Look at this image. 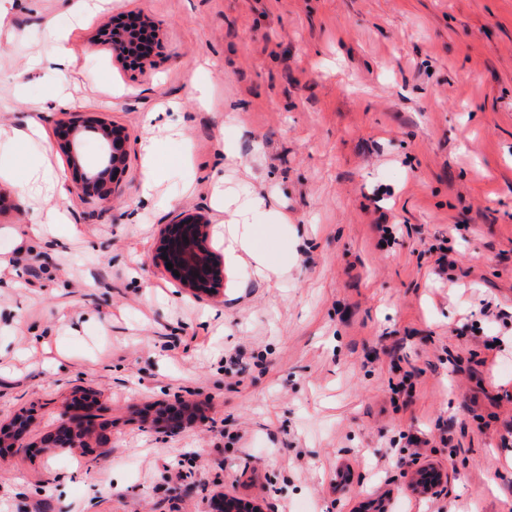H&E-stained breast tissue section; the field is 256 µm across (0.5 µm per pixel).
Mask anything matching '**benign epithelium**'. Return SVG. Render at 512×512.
<instances>
[{
  "label": "benign epithelium",
  "mask_w": 512,
  "mask_h": 512,
  "mask_svg": "<svg viewBox=\"0 0 512 512\" xmlns=\"http://www.w3.org/2000/svg\"><path fill=\"white\" fill-rule=\"evenodd\" d=\"M153 24L146 20H139L135 25H126L118 29L106 26L103 32L106 38L112 40V46L124 49L129 60L144 61L154 53L156 46L148 37L152 32ZM82 131L91 132L99 136L104 144L101 168L85 176L79 184L81 193H95L106 197L102 193L104 181L115 180L125 167L127 157V138L121 132L105 125H89L75 118L67 127L68 147L75 150L78 143V134ZM205 221L199 214H185L171 224L161 229L158 247V256L167 257V262L173 264V269L179 272L178 282L191 292L216 294L223 286L224 270L217 262L212 251L206 244L204 231ZM192 407L184 401L177 402L176 407H166L158 413V417L167 418L170 428L179 429L192 418ZM29 423L23 416L14 417L9 423L0 426V429L14 435L15 447L22 446V438L27 433ZM46 447L81 448L82 437L65 427L61 437L47 436L43 438ZM423 479L420 481L422 492L428 493L435 489L441 474L432 467L421 469Z\"/></svg>",
  "instance_id": "1"
}]
</instances>
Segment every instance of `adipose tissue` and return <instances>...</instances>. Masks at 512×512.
<instances>
[{
  "label": "adipose tissue",
  "mask_w": 512,
  "mask_h": 512,
  "mask_svg": "<svg viewBox=\"0 0 512 512\" xmlns=\"http://www.w3.org/2000/svg\"><path fill=\"white\" fill-rule=\"evenodd\" d=\"M221 210L230 217L223 228L226 259L239 262L247 256L257 265H267L269 257L261 242L269 231L265 219L271 216L272 210L266 201L257 195L243 199L227 194L222 199Z\"/></svg>",
  "instance_id": "ef3b65f1"
}]
</instances>
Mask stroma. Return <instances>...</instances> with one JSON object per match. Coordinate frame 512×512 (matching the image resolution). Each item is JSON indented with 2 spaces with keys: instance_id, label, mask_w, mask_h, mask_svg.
Listing matches in <instances>:
<instances>
[{
  "instance_id": "35a3bbf8",
  "label": "stroma",
  "mask_w": 512,
  "mask_h": 512,
  "mask_svg": "<svg viewBox=\"0 0 512 512\" xmlns=\"http://www.w3.org/2000/svg\"><path fill=\"white\" fill-rule=\"evenodd\" d=\"M75 3L8 4L0 128L43 133L0 142V158L41 155L76 184L102 156L90 133L68 151L77 114L123 128L128 156L106 200L63 206L47 185L21 193L24 171L0 177V423L33 418L0 458V512H215L222 496L262 512H512V0ZM127 11L163 47L136 71L100 41ZM56 26L64 77L28 68ZM54 89L69 109L41 110ZM161 107L176 131L145 128ZM150 137L169 177L145 200ZM219 188L272 198L286 221L264 247L286 273L227 261L220 294L196 297L161 263L160 230L185 212L216 227ZM58 208L66 245L24 238ZM445 236L457 265L440 275L428 248ZM407 371L412 390L392 394ZM88 393L102 438L41 449ZM180 397L195 423L145 427L140 409ZM413 435L436 494L398 466Z\"/></svg>"
}]
</instances>
